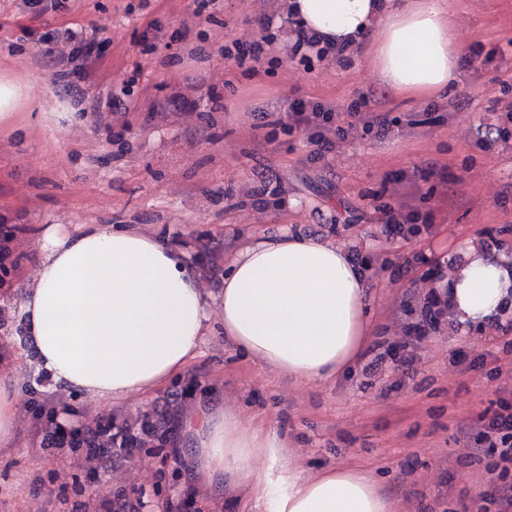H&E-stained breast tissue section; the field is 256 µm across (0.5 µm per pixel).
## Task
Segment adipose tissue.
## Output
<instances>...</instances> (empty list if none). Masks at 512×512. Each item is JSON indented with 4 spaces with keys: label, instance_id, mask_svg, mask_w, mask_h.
<instances>
[{
    "label": "adipose tissue",
    "instance_id": "adipose-tissue-1",
    "mask_svg": "<svg viewBox=\"0 0 512 512\" xmlns=\"http://www.w3.org/2000/svg\"><path fill=\"white\" fill-rule=\"evenodd\" d=\"M306 30L357 40L373 23L377 65L402 92L445 89L457 65L455 35L436 0H289ZM33 285L21 305L41 369L56 384L101 403L145 398L187 373L207 327L206 300L183 253L132 229L48 225ZM364 279L334 245L259 238L224 278V334L248 356L308 382L352 365L366 341ZM512 304V262L469 248L448 279V304L464 326ZM14 364L0 366V446L19 413ZM201 483L247 481L267 512H390L357 473L312 479L281 465L272 430L245 429L223 408L181 421Z\"/></svg>",
    "mask_w": 512,
    "mask_h": 512
}]
</instances>
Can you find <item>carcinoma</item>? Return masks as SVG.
Masks as SVG:
<instances>
[{"mask_svg":"<svg viewBox=\"0 0 512 512\" xmlns=\"http://www.w3.org/2000/svg\"><path fill=\"white\" fill-rule=\"evenodd\" d=\"M13 234L0 231V272L5 274L12 266ZM45 422V441L53 448H70L93 459L104 448H164L171 443L176 418L171 415L146 413L134 426H114L100 421L93 429L82 427L68 431L57 423L55 412L40 413Z\"/></svg>","mask_w":512,"mask_h":512,"instance_id":"carcinoma-1","label":"carcinoma"}]
</instances>
